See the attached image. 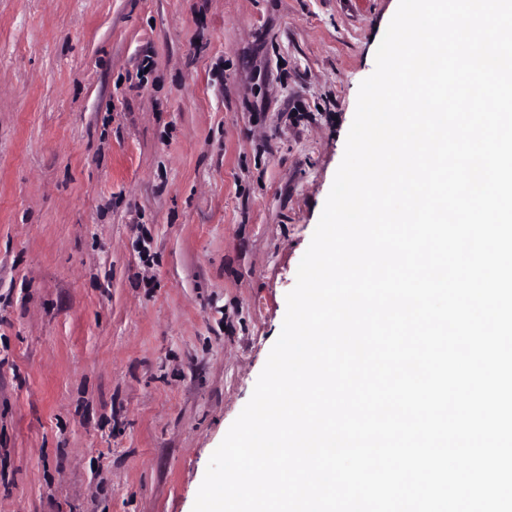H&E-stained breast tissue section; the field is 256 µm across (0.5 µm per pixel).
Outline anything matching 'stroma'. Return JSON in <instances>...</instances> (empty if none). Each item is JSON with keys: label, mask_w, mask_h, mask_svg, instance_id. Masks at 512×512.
Here are the masks:
<instances>
[{"label": "stroma", "mask_w": 512, "mask_h": 512, "mask_svg": "<svg viewBox=\"0 0 512 512\" xmlns=\"http://www.w3.org/2000/svg\"><path fill=\"white\" fill-rule=\"evenodd\" d=\"M399 0H0V512H192Z\"/></svg>", "instance_id": "1"}]
</instances>
